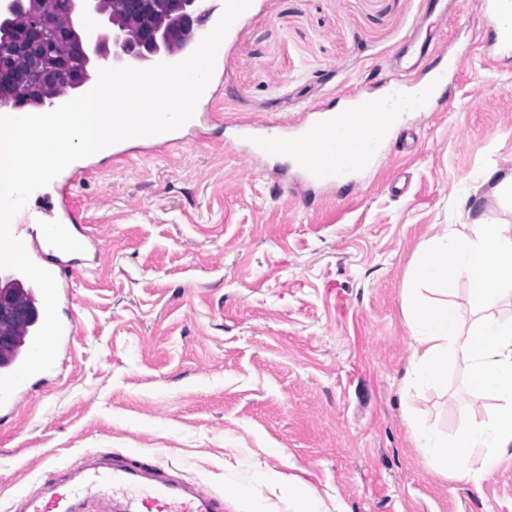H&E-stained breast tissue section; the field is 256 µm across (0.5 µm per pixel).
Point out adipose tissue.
<instances>
[{"label":"adipose tissue","mask_w":512,"mask_h":512,"mask_svg":"<svg viewBox=\"0 0 512 512\" xmlns=\"http://www.w3.org/2000/svg\"><path fill=\"white\" fill-rule=\"evenodd\" d=\"M459 278L468 283L476 313L468 326L450 300ZM508 300L512 226L451 224L420 242L403 299L412 338L404 383L443 385L449 363L460 360L469 367L473 394L492 403L483 418L466 421L452 438L424 419H414L416 445L440 475L476 481L512 456V317L500 313Z\"/></svg>","instance_id":"1"}]
</instances>
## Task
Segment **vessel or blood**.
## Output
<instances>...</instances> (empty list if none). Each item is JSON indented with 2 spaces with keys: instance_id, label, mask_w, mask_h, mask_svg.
<instances>
[{
  "instance_id": "vessel-or-blood-1",
  "label": "vessel or blood",
  "mask_w": 512,
  "mask_h": 512,
  "mask_svg": "<svg viewBox=\"0 0 512 512\" xmlns=\"http://www.w3.org/2000/svg\"><path fill=\"white\" fill-rule=\"evenodd\" d=\"M489 39L484 46L497 62L512 60V0H479ZM417 56H430L423 68L415 65L394 67L392 76L382 79L378 88L363 87L344 92L347 110L370 109L374 122L369 134L344 123L334 107H309L298 121L279 123H237V133L226 147L250 159L270 155L283 158L294 173V187L331 190L339 184H352L372 166L389 155L391 131L414 112L435 110L440 103L438 90L459 68L456 58L446 53L427 52L418 47ZM214 116L196 108L184 129L166 137L139 138L113 144L120 157L133 148L157 149L182 143L183 131H196L212 122ZM91 166L81 159L67 166L47 187L34 192L33 199L17 214L13 234L23 240L32 260L50 271L56 280L59 307H67L72 292V275L83 269L101 248L97 236L88 231L69 199L77 176ZM51 495L26 498L24 512H79L90 497L112 502L115 512H224V499L202 484H186L169 477L157 467L119 465L105 458L86 464L75 477L52 476Z\"/></svg>"
}]
</instances>
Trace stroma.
I'll list each match as a JSON object with an SVG mask.
<instances>
[{"mask_svg": "<svg viewBox=\"0 0 512 512\" xmlns=\"http://www.w3.org/2000/svg\"><path fill=\"white\" fill-rule=\"evenodd\" d=\"M477 0H255L224 42L217 121L164 152L97 156L74 200L102 252L73 284L68 356L0 420V512L54 469L140 455L223 496L224 512H512V462L478 482L435 474L411 437L447 435L469 370L403 385V292L444 224L512 225L482 173L512 171V62L473 44ZM461 56L448 108L412 116L361 187L306 194L285 161L245 163L232 121L283 122L385 72L409 36ZM472 409L481 417V408ZM248 491L227 496L232 486Z\"/></svg>", "mask_w": 512, "mask_h": 512, "instance_id": "35a3bbf8", "label": "stroma"}]
</instances>
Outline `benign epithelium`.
<instances>
[{
  "mask_svg": "<svg viewBox=\"0 0 512 512\" xmlns=\"http://www.w3.org/2000/svg\"><path fill=\"white\" fill-rule=\"evenodd\" d=\"M95 14L109 26L106 36L95 44L75 34L69 23L47 14L45 0H11V8L0 16V85L16 86L29 74L34 80L53 83L65 80L75 89L84 85L95 59L112 58L124 62L140 51L160 52L184 30H197L203 11L198 0H171L173 26L153 25L140 28L138 39L129 35L127 26L102 7V0H64V16L69 19ZM25 311L0 297V320L23 318Z\"/></svg>",
  "mask_w": 512,
  "mask_h": 512,
  "instance_id": "benign-epithelium-1",
  "label": "benign epithelium"
}]
</instances>
